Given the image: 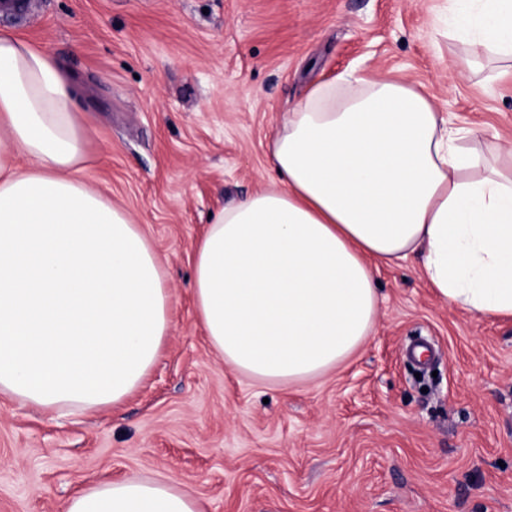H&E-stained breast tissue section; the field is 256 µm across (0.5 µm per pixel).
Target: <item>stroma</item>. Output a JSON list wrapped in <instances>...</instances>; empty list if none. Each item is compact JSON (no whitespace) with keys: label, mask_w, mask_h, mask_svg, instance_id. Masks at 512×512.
Listing matches in <instances>:
<instances>
[{"label":"stroma","mask_w":512,"mask_h":512,"mask_svg":"<svg viewBox=\"0 0 512 512\" xmlns=\"http://www.w3.org/2000/svg\"><path fill=\"white\" fill-rule=\"evenodd\" d=\"M452 0H29L0 31L71 78L85 181L150 238L173 293L161 358L119 406L58 417L0 394V512L167 480L203 512H512V322L448 305L416 259L382 269L376 326L324 376L236 372L194 314L212 214L277 182L269 145L309 89L357 68L512 141V78L485 92L442 32Z\"/></svg>","instance_id":"stroma-1"}]
</instances>
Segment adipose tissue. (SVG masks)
<instances>
[{"instance_id":"ef3b65f1","label":"adipose tissue","mask_w":512,"mask_h":512,"mask_svg":"<svg viewBox=\"0 0 512 512\" xmlns=\"http://www.w3.org/2000/svg\"><path fill=\"white\" fill-rule=\"evenodd\" d=\"M464 66L512 71V0H456ZM90 130L54 60L0 33V393L49 413L116 405L172 327L163 263L80 176ZM279 182L218 211L197 242L195 314L226 365L292 384L370 336L381 267L419 258L435 294L512 319V144L483 143L421 90L351 72L288 113ZM66 512H200L174 483L89 486Z\"/></svg>"}]
</instances>
